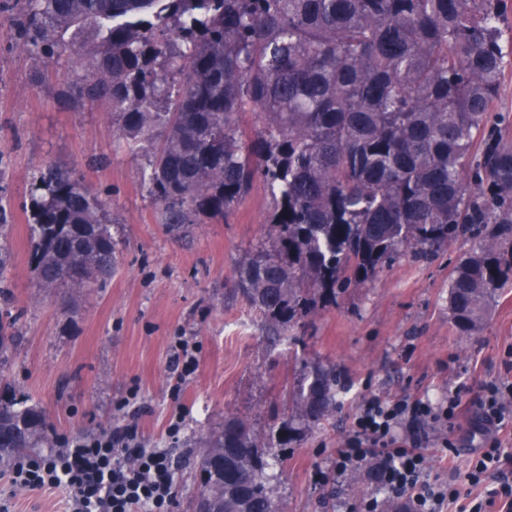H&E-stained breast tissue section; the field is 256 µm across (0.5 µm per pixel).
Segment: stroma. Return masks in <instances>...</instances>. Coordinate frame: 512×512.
<instances>
[{
  "instance_id": "35a3bbf8",
  "label": "stroma",
  "mask_w": 512,
  "mask_h": 512,
  "mask_svg": "<svg viewBox=\"0 0 512 512\" xmlns=\"http://www.w3.org/2000/svg\"><path fill=\"white\" fill-rule=\"evenodd\" d=\"M67 58L45 60L15 46L8 14L0 12V317L15 318L17 340L0 367L17 395L40 403L57 439L112 432L134 424L146 447L170 452L180 488L174 512H193L199 486L197 445L225 418L246 420L260 438L290 412L301 362H323L340 377L336 414L281 450L274 468L285 512H410L406 498L359 469L335 480L336 450L349 434L362 398L427 397L463 389L469 418L448 428L458 454L424 449V475L453 483L496 431L475 430L481 387L512 382V288L500 291L487 323L459 336L448 319L449 276L475 244L457 240L438 253L403 252L364 284L319 306L273 338L260 312L234 286L237 268L266 242L273 207L256 184L223 221L195 225L176 239L158 220L143 185L144 157L117 149L112 121L67 92ZM53 164L99 191L116 243L112 279L77 298L40 288L31 264L30 183ZM198 347L196 371L177 378L176 339ZM181 417L177 435L171 418ZM12 512H67L56 489L24 490L0 475V503Z\"/></svg>"
}]
</instances>
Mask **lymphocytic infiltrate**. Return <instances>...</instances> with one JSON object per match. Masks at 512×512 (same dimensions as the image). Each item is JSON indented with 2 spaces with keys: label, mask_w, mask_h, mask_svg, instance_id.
Here are the masks:
<instances>
[{
  "label": "lymphocytic infiltrate",
  "mask_w": 512,
  "mask_h": 512,
  "mask_svg": "<svg viewBox=\"0 0 512 512\" xmlns=\"http://www.w3.org/2000/svg\"><path fill=\"white\" fill-rule=\"evenodd\" d=\"M461 408L456 392L439 402L364 398L338 452L336 475L372 465L377 481L407 497L412 512H436L448 489L422 482L420 449L438 426L458 418ZM511 422L512 383L484 385L475 426ZM10 480L28 490L65 489L69 512H173L179 491L166 450L144 447L134 427L68 440L47 454L18 458Z\"/></svg>",
  "instance_id": "lymphocytic-infiltrate-1"
}]
</instances>
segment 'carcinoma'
<instances>
[{
	"label": "carcinoma",
	"mask_w": 512,
	"mask_h": 512,
	"mask_svg": "<svg viewBox=\"0 0 512 512\" xmlns=\"http://www.w3.org/2000/svg\"><path fill=\"white\" fill-rule=\"evenodd\" d=\"M5 9L17 44L48 59L67 52L65 31L96 25L69 88L108 106L117 140L151 148L145 187L168 231L224 217L263 180L267 245L236 286L274 333L404 249L476 242L448 284L461 336L512 282V138L492 112L512 66L506 0H0ZM242 112L260 119L250 139ZM31 219L40 287L81 294L112 276L105 201L71 172L33 175ZM14 326L0 323V359ZM338 385L333 367L305 363L274 441L235 418L201 436L200 494L224 512H278L269 459L333 417ZM0 386L2 472L56 440L42 406Z\"/></svg>",
	"instance_id": "obj_1"
}]
</instances>
